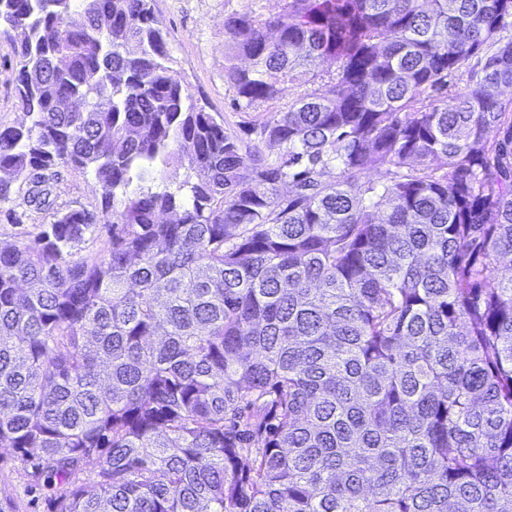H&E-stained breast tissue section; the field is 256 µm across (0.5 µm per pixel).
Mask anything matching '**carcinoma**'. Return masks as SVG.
I'll return each mask as SVG.
<instances>
[{"mask_svg": "<svg viewBox=\"0 0 512 512\" xmlns=\"http://www.w3.org/2000/svg\"><path fill=\"white\" fill-rule=\"evenodd\" d=\"M509 18L233 14L234 105L288 99L246 145L151 0H0L29 119L0 130V201L71 165L112 209L92 258L84 209L0 245V448L57 480L55 512H512ZM159 163L186 175L132 188Z\"/></svg>", "mask_w": 512, "mask_h": 512, "instance_id": "carcinoma-1", "label": "carcinoma"}]
</instances>
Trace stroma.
Here are the masks:
<instances>
[{"label":"stroma","instance_id":"stroma-1","mask_svg":"<svg viewBox=\"0 0 512 512\" xmlns=\"http://www.w3.org/2000/svg\"><path fill=\"white\" fill-rule=\"evenodd\" d=\"M288 0H153L154 11L168 30V46L175 67L195 97L212 112L224 117L225 132L246 137L254 126L268 120L276 104L258 102L238 110L233 104L235 91L224 80V18L249 13L257 21L281 14ZM14 63L0 47V128L16 127L26 118L15 102ZM51 207L37 208L29 203L26 191L13 192L0 202V242L10 243L24 235H34L49 227L57 212L82 208L93 213L96 224L79 246L84 257L103 254L108 246L105 211L92 175L63 165L50 185ZM58 487L53 479L33 478L12 451L0 448V498H8L13 512H54Z\"/></svg>","mask_w":512,"mask_h":512}]
</instances>
